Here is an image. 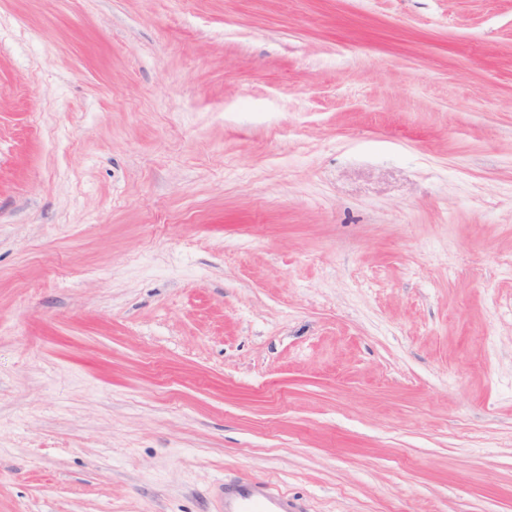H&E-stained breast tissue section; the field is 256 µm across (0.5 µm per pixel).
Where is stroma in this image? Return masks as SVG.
I'll return each mask as SVG.
<instances>
[{
    "mask_svg": "<svg viewBox=\"0 0 512 512\" xmlns=\"http://www.w3.org/2000/svg\"><path fill=\"white\" fill-rule=\"evenodd\" d=\"M512 512V0H0V512ZM225 512H292L288 500L259 483L241 482L224 488Z\"/></svg>",
    "mask_w": 512,
    "mask_h": 512,
    "instance_id": "obj_1",
    "label": "stroma"
}]
</instances>
